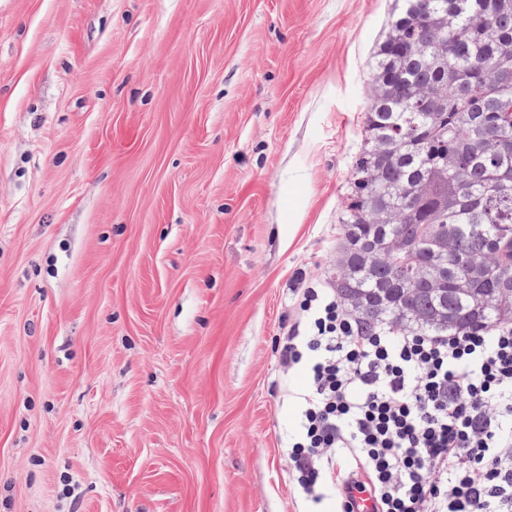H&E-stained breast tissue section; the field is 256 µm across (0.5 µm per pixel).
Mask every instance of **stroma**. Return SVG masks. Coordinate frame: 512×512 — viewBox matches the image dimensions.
<instances>
[{
	"instance_id": "stroma-1",
	"label": "stroma",
	"mask_w": 512,
	"mask_h": 512,
	"mask_svg": "<svg viewBox=\"0 0 512 512\" xmlns=\"http://www.w3.org/2000/svg\"><path fill=\"white\" fill-rule=\"evenodd\" d=\"M393 0H0V512H334L279 338Z\"/></svg>"
}]
</instances>
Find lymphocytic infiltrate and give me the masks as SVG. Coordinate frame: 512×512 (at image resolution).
I'll return each instance as SVG.
<instances>
[{"label":"lymphocytic infiltrate","mask_w":512,"mask_h":512,"mask_svg":"<svg viewBox=\"0 0 512 512\" xmlns=\"http://www.w3.org/2000/svg\"><path fill=\"white\" fill-rule=\"evenodd\" d=\"M279 363L302 369L294 482L338 512H512V325L464 335L365 328L326 281L299 274Z\"/></svg>","instance_id":"1"}]
</instances>
